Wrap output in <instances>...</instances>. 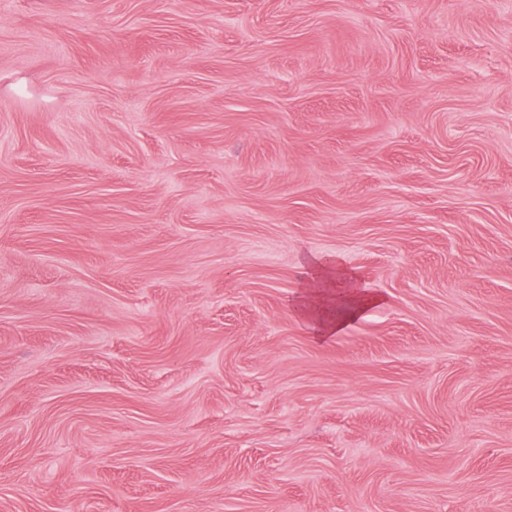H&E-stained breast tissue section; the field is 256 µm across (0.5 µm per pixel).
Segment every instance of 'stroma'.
<instances>
[{"mask_svg":"<svg viewBox=\"0 0 512 512\" xmlns=\"http://www.w3.org/2000/svg\"><path fill=\"white\" fill-rule=\"evenodd\" d=\"M0 512H512V0H0ZM335 279L336 291L330 289ZM370 307L366 289L340 271L333 259H315L311 263L305 287L290 305L291 311L307 322L317 340L337 335L363 317Z\"/></svg>","mask_w":512,"mask_h":512,"instance_id":"35a3bbf8","label":"stroma"}]
</instances>
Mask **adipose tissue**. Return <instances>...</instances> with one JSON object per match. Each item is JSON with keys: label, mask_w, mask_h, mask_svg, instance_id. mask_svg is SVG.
<instances>
[{"label": "adipose tissue", "mask_w": 512, "mask_h": 512, "mask_svg": "<svg viewBox=\"0 0 512 512\" xmlns=\"http://www.w3.org/2000/svg\"><path fill=\"white\" fill-rule=\"evenodd\" d=\"M370 307L365 289L332 259L312 262L304 289L290 305L319 340L337 335Z\"/></svg>", "instance_id": "obj_1"}]
</instances>
